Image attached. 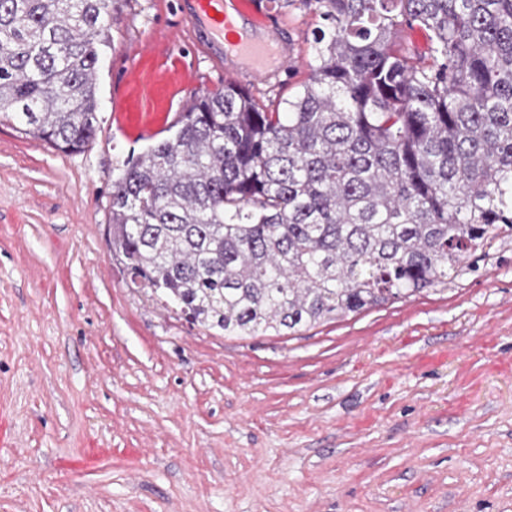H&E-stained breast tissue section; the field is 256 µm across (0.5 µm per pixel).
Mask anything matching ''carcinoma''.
Instances as JSON below:
<instances>
[{"label": "carcinoma", "instance_id": "1", "mask_svg": "<svg viewBox=\"0 0 512 512\" xmlns=\"http://www.w3.org/2000/svg\"><path fill=\"white\" fill-rule=\"evenodd\" d=\"M287 111L233 84L123 162L112 255L191 325L288 335L446 285L512 234V0H300ZM112 0H0V119L69 154L98 129ZM430 33L432 64L397 44Z\"/></svg>", "mask_w": 512, "mask_h": 512}]
</instances>
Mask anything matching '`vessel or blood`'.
<instances>
[{
	"instance_id": "vessel-or-blood-1",
	"label": "vessel or blood",
	"mask_w": 512,
	"mask_h": 512,
	"mask_svg": "<svg viewBox=\"0 0 512 512\" xmlns=\"http://www.w3.org/2000/svg\"><path fill=\"white\" fill-rule=\"evenodd\" d=\"M181 12L196 32V44L216 64L233 58L232 73L245 82L265 79L271 70L286 66L288 55L274 34L254 35L240 27L224 0H181Z\"/></svg>"
}]
</instances>
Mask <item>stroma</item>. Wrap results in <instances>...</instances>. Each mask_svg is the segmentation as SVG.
<instances>
[{"label": "stroma", "instance_id": "1", "mask_svg": "<svg viewBox=\"0 0 512 512\" xmlns=\"http://www.w3.org/2000/svg\"><path fill=\"white\" fill-rule=\"evenodd\" d=\"M256 11L293 57L248 87L274 109L321 20ZM233 79L178 0H114L95 140L0 121V512H512V236L453 284L287 336L127 285L105 229L137 127Z\"/></svg>", "mask_w": 512, "mask_h": 512}]
</instances>
